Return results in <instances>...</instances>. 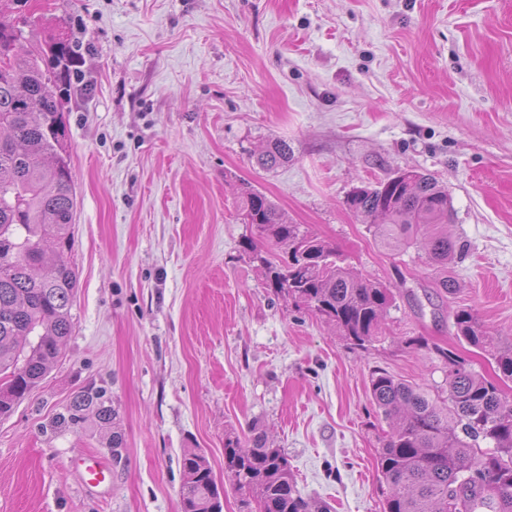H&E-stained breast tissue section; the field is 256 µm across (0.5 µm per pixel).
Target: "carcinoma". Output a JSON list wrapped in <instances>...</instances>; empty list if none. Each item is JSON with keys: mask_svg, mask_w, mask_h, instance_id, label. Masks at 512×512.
Returning a JSON list of instances; mask_svg holds the SVG:
<instances>
[{"mask_svg": "<svg viewBox=\"0 0 512 512\" xmlns=\"http://www.w3.org/2000/svg\"><path fill=\"white\" fill-rule=\"evenodd\" d=\"M14 23L0 22V417H7L44 379L74 328L77 276L72 250L75 191L67 160L66 104L79 51L65 34L34 51L16 49ZM288 143L268 142L257 159L272 169L288 162ZM386 246L417 238L441 269L457 253L448 235L453 210L448 187L431 174L404 170L372 186L355 188L346 200ZM239 220L260 239L288 246V259L274 263L252 240L246 249L266 269L270 287L301 303L355 346L378 336L392 306L391 289L338 263L325 240L290 224L265 194L245 184L238 193ZM457 334L490 355L497 378L487 379L443 350L448 396L375 370L372 404L390 430L381 439V473L391 485L384 512H450L448 497L462 512H512V401L501 382L512 380V339L483 330L465 309L453 313ZM92 414L101 429L115 419L103 386H89L71 400L66 422ZM224 472L236 488L252 494L259 512H314L296 489L288 459L261 433L224 443ZM181 512H223L210 463L197 448L181 457Z\"/></svg>", "mask_w": 512, "mask_h": 512, "instance_id": "cac0c4a2", "label": "carcinoma"}]
</instances>
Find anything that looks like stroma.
I'll return each mask as SVG.
<instances>
[{
    "label": "stroma",
    "instance_id": "obj_1",
    "mask_svg": "<svg viewBox=\"0 0 512 512\" xmlns=\"http://www.w3.org/2000/svg\"><path fill=\"white\" fill-rule=\"evenodd\" d=\"M22 44L79 47L67 104L76 193L74 330L45 379L0 418V512H180L184 449L206 455L223 512H243L224 442L265 432L302 497L383 512L386 422L373 370L447 396L454 310L512 336V0H29ZM286 141L287 163L254 155ZM421 169L447 186L465 248L454 291L414 244L385 247L352 190ZM250 183L343 264L391 288L367 347L270 288L236 219ZM106 387L121 460L94 421L61 423ZM109 458L112 493L72 457Z\"/></svg>",
    "mask_w": 512,
    "mask_h": 512
}]
</instances>
